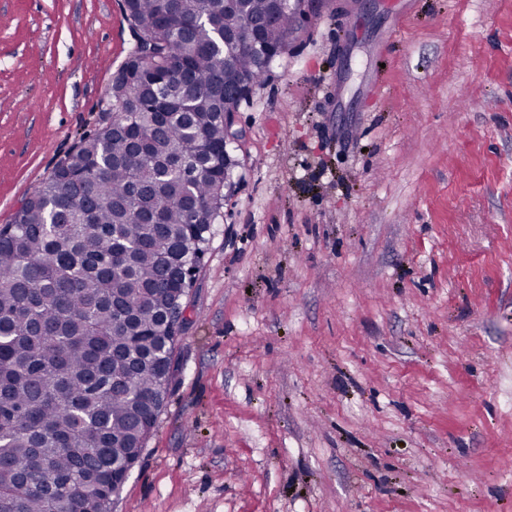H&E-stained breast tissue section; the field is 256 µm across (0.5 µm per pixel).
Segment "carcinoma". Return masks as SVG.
Segmentation results:
<instances>
[{
	"label": "carcinoma",
	"instance_id": "cac0c4a2",
	"mask_svg": "<svg viewBox=\"0 0 512 512\" xmlns=\"http://www.w3.org/2000/svg\"><path fill=\"white\" fill-rule=\"evenodd\" d=\"M125 0L131 57L178 86L111 85L92 134L0 226V512H100L151 413L155 363L171 364V285L201 256L194 227L224 201V113L260 82L250 45L269 0ZM302 0L262 29L272 53Z\"/></svg>",
	"mask_w": 512,
	"mask_h": 512
}]
</instances>
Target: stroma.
Wrapping results in <instances>:
<instances>
[{
  "label": "stroma",
  "instance_id": "35a3bbf8",
  "mask_svg": "<svg viewBox=\"0 0 512 512\" xmlns=\"http://www.w3.org/2000/svg\"><path fill=\"white\" fill-rule=\"evenodd\" d=\"M371 7L322 0L235 112L112 512H512V0ZM0 16L1 225L97 128L135 37L123 0Z\"/></svg>",
  "mask_w": 512,
  "mask_h": 512
}]
</instances>
